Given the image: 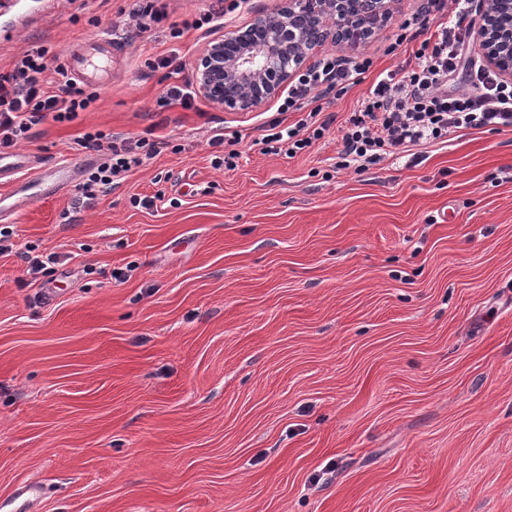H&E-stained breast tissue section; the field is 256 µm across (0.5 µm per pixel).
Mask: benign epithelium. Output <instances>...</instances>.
Listing matches in <instances>:
<instances>
[{"mask_svg": "<svg viewBox=\"0 0 512 512\" xmlns=\"http://www.w3.org/2000/svg\"><path fill=\"white\" fill-rule=\"evenodd\" d=\"M397 0H278L244 28L206 43L195 64L200 94L226 111H252L277 96L326 42L356 54L393 18ZM476 49L512 81V0L476 19Z\"/></svg>", "mask_w": 512, "mask_h": 512, "instance_id": "benign-epithelium-1", "label": "benign epithelium"}]
</instances>
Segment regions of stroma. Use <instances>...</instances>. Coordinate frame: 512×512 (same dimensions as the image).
<instances>
[{
    "instance_id": "obj_1",
    "label": "stroma",
    "mask_w": 512,
    "mask_h": 512,
    "mask_svg": "<svg viewBox=\"0 0 512 512\" xmlns=\"http://www.w3.org/2000/svg\"><path fill=\"white\" fill-rule=\"evenodd\" d=\"M0 0V71L30 45L112 36L93 107L45 117L22 150L91 163L90 128L158 154L90 208L75 189L23 202L0 256V512H512V130L456 133L412 164L336 168L339 132L263 154L279 98L227 112L202 95L159 108L160 59L194 79L206 42L275 0ZM222 24L169 37L172 22ZM445 21L399 0L367 46L374 66L324 113L344 121L404 65L401 24ZM236 150L210 163L208 140ZM155 197L150 208L136 197ZM60 262L39 281L25 244ZM209 146L213 149L211 154V164L216 169L233 170L237 164L235 159L238 158V153L234 150L224 152V137L223 135L216 134L209 141Z\"/></svg>"
}]
</instances>
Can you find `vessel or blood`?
I'll list each match as a JSON object with an SVG mask.
<instances>
[{
    "label": "vessel or blood",
    "instance_id": "b4317fda",
    "mask_svg": "<svg viewBox=\"0 0 512 512\" xmlns=\"http://www.w3.org/2000/svg\"><path fill=\"white\" fill-rule=\"evenodd\" d=\"M93 54L69 55L67 58V73L80 79L82 82L95 85L99 79L97 73L100 69L93 60L94 54L105 55L112 51V38L109 35H100L92 38ZM21 154L0 153V177L22 174V182L16 183L15 191L29 199L43 196L44 192L54 190L57 192L72 186L75 176L74 164L66 159L51 163L45 167L23 171Z\"/></svg>",
    "mask_w": 512,
    "mask_h": 512
}]
</instances>
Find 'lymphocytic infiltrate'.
Listing matches in <instances>:
<instances>
[{"instance_id": "1", "label": "lymphocytic infiltrate", "mask_w": 512, "mask_h": 512, "mask_svg": "<svg viewBox=\"0 0 512 512\" xmlns=\"http://www.w3.org/2000/svg\"><path fill=\"white\" fill-rule=\"evenodd\" d=\"M449 3L447 20L413 48L407 64L379 79L360 109L338 125V169L362 170L400 153L410 154L418 164L423 148L447 143L457 131L512 128V82L464 55L472 0ZM57 58V51L38 46L23 52L10 70L0 72V151L29 140L33 125L44 117L70 122L96 102L97 92L73 80L53 87L46 72ZM373 64L368 55L348 67L326 56L300 72L288 86L278 117L266 123L263 152L292 158L311 148L334 125L317 104L321 92L345 94ZM463 65L473 93L449 92V79ZM288 113L293 122H284ZM80 144L107 153L106 161L86 171L78 186V199L85 205L139 167L147 148L145 140L117 138L101 129L84 132Z\"/></svg>"}]
</instances>
